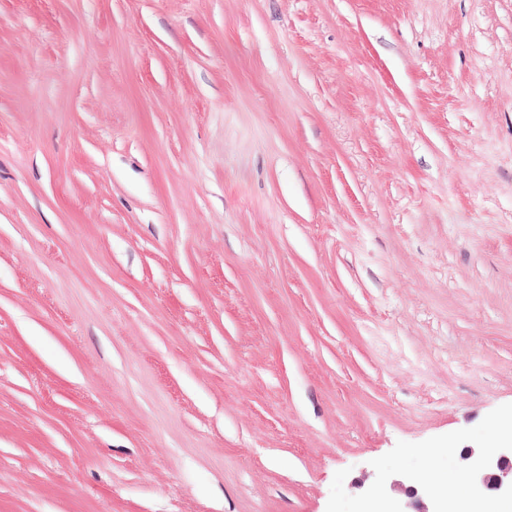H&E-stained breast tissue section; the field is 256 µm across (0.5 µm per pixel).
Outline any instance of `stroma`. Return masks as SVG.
<instances>
[{
  "mask_svg": "<svg viewBox=\"0 0 512 512\" xmlns=\"http://www.w3.org/2000/svg\"><path fill=\"white\" fill-rule=\"evenodd\" d=\"M492 430L512 0H0V512H432ZM428 480L436 494L442 498L447 496L448 512H458V506L468 500L467 481L464 475L454 470L437 469L429 474ZM448 490L454 497L448 498Z\"/></svg>",
  "mask_w": 512,
  "mask_h": 512,
  "instance_id": "stroma-1",
  "label": "stroma"
}]
</instances>
